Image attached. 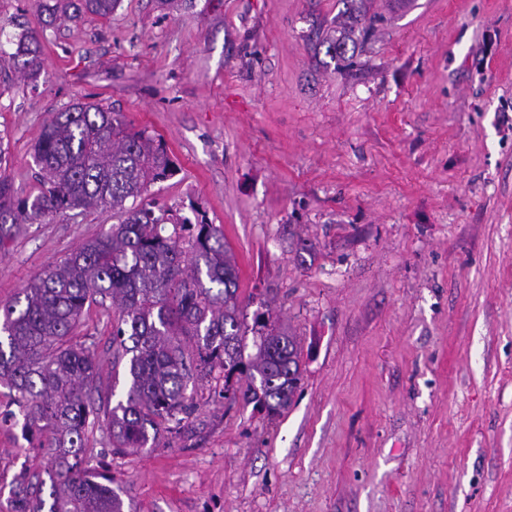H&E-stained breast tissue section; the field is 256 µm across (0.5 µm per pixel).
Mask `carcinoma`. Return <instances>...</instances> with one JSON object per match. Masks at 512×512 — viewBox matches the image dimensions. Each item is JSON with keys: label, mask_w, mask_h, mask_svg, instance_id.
I'll return each instance as SVG.
<instances>
[{"label": "carcinoma", "mask_w": 512, "mask_h": 512, "mask_svg": "<svg viewBox=\"0 0 512 512\" xmlns=\"http://www.w3.org/2000/svg\"><path fill=\"white\" fill-rule=\"evenodd\" d=\"M117 0H56L47 9L109 16ZM373 26L363 19L343 29L326 53L347 60L348 44L365 40ZM37 39L23 34L15 58L39 72ZM41 190L32 201L15 202L11 184L0 179V240L20 223L72 209L110 208L119 223L83 242L49 267L14 300L0 305V383L15 392L26 431L46 435L50 489L17 485L12 512H126L112 479L83 456L86 427L101 404L93 396L96 364L89 349L66 344L85 305L109 297L115 306L112 343L124 357L128 382L106 413L112 447L138 449L188 425L199 385L215 368L224 371L221 397L238 395L275 415L299 388L296 337L273 328L247 352L246 326L237 305L238 270L227 257L224 233L206 213L195 220L172 207L141 198L147 185L178 173L165 143L136 130L118 114L77 101L54 113L35 145ZM246 387L230 386L235 374Z\"/></svg>", "instance_id": "1"}]
</instances>
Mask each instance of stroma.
<instances>
[{"mask_svg":"<svg viewBox=\"0 0 512 512\" xmlns=\"http://www.w3.org/2000/svg\"><path fill=\"white\" fill-rule=\"evenodd\" d=\"M374 31L338 71L321 41L342 0H119L49 18L0 0V176L40 189L34 145L75 100L159 136L179 168L150 199L224 233L238 306L298 341L301 386L276 416L204 384L188 428L92 466L132 512H512V0H364ZM36 34L41 70L12 55ZM111 211L25 224L0 245V304L109 230ZM111 301L69 342L102 400ZM0 385V512L47 479L40 435Z\"/></svg>","mask_w":512,"mask_h":512,"instance_id":"obj_1","label":"stroma"}]
</instances>
